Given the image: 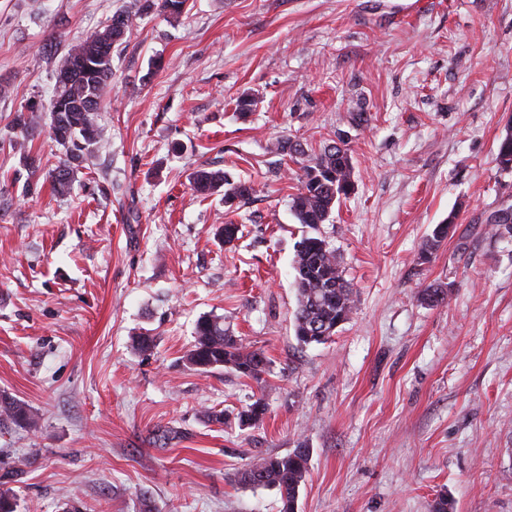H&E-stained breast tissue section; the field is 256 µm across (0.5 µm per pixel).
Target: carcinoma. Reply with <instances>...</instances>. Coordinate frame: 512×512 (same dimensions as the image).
I'll list each match as a JSON object with an SVG mask.
<instances>
[{"label": "carcinoma", "mask_w": 512, "mask_h": 512, "mask_svg": "<svg viewBox=\"0 0 512 512\" xmlns=\"http://www.w3.org/2000/svg\"><path fill=\"white\" fill-rule=\"evenodd\" d=\"M167 19L176 21L189 11V0H136L130 8L116 12L102 28L71 45L56 76L53 95L47 111L51 112V133L65 148L64 158L49 170L53 189L66 193L71 189L75 173L86 156L105 146L97 113L104 88L112 79L113 50L130 38L142 14L152 8ZM33 106L25 107L15 119L21 139L12 148H23L24 138L36 119ZM496 162L503 171L512 170V127L505 130L497 146ZM192 189L199 195L221 192L224 205H233L254 191L248 182L235 181L224 171L202 167L191 176ZM300 188L293 195L291 210L298 223L315 231L297 244L294 258L297 307L294 312L295 338L301 345L328 341L341 325L347 323L357 309V297L341 269L335 250L316 234L326 223L336 204L355 189L353 158L348 149L329 144L312 156L303 166ZM455 216L435 226L432 236L420 252V259L429 261L433 250L445 240ZM450 290L427 287L421 300L429 306L446 302ZM187 363L200 372L226 368L240 377L256 382L269 370L270 361L259 349L244 346L224 328V318L203 316L195 324L194 343L187 354ZM265 414L262 399H256L238 415V425L252 426ZM38 419L31 409L6 395H0V428L18 427L28 431L37 428ZM310 449L295 448L285 455L270 454L250 461L237 469L234 481L248 488H274L280 496L281 512H296L301 486L309 470ZM26 460L4 462L0 482V512H17L18 501L6 481H17L25 473Z\"/></svg>", "instance_id": "obj_1"}]
</instances>
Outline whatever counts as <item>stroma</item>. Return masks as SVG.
Instances as JSON below:
<instances>
[{"label": "stroma", "instance_id": "obj_1", "mask_svg": "<svg viewBox=\"0 0 512 512\" xmlns=\"http://www.w3.org/2000/svg\"><path fill=\"white\" fill-rule=\"evenodd\" d=\"M130 0H0V394L38 431L18 512H280L236 484L254 458L310 448L297 512H512V0H190L144 13L112 54L110 140L70 193L49 113L12 150L18 110L49 101L68 48ZM258 103L239 118L236 99ZM282 138L302 154H278ZM346 145L355 189L320 232L357 293L332 340L300 345L291 197L308 155ZM253 183L234 207L198 168ZM455 215L429 262L419 253ZM239 224L224 244L217 229ZM449 289L446 304L420 299ZM223 317L270 370L185 361ZM155 338L151 351L132 339ZM260 424L235 416L256 399ZM224 414L225 423L211 421Z\"/></svg>", "mask_w": 512, "mask_h": 512}]
</instances>
